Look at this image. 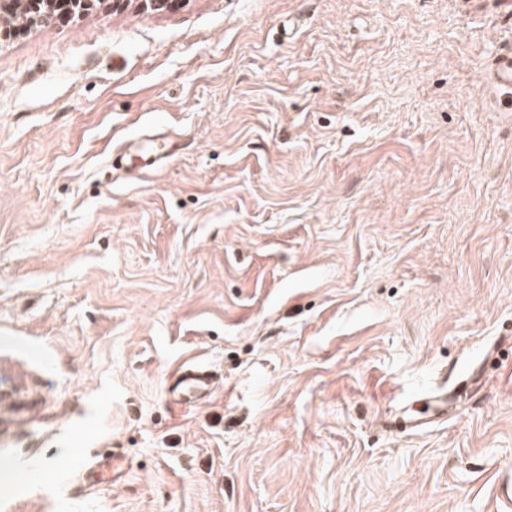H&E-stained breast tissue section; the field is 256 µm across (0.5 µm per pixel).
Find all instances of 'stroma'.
Instances as JSON below:
<instances>
[{"label":"stroma","instance_id":"stroma-1","mask_svg":"<svg viewBox=\"0 0 512 512\" xmlns=\"http://www.w3.org/2000/svg\"><path fill=\"white\" fill-rule=\"evenodd\" d=\"M511 45L492 0L0 43V512H498L512 121L478 98ZM187 363L216 383L181 406Z\"/></svg>","mask_w":512,"mask_h":512}]
</instances>
